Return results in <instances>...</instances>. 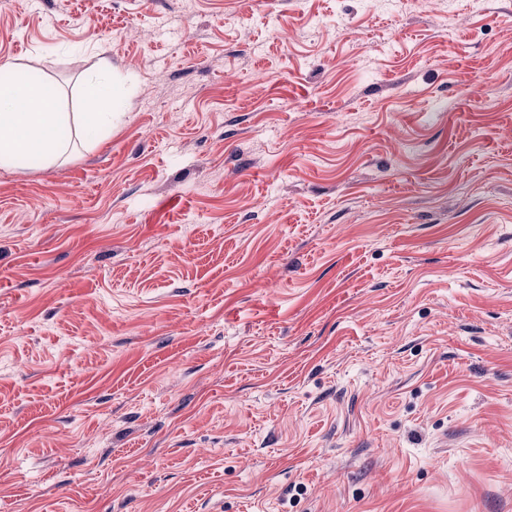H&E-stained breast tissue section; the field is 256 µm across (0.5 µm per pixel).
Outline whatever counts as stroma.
Returning a JSON list of instances; mask_svg holds the SVG:
<instances>
[{
	"instance_id": "stroma-1",
	"label": "stroma",
	"mask_w": 512,
	"mask_h": 512,
	"mask_svg": "<svg viewBox=\"0 0 512 512\" xmlns=\"http://www.w3.org/2000/svg\"><path fill=\"white\" fill-rule=\"evenodd\" d=\"M104 63L0 168V512H512V0H0ZM86 97L88 110L79 116L82 128L90 129L94 134L106 131L112 125V111L118 105L106 70L88 81Z\"/></svg>"
}]
</instances>
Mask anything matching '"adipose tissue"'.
Here are the masks:
<instances>
[{
    "label": "adipose tissue",
    "mask_w": 512,
    "mask_h": 512,
    "mask_svg": "<svg viewBox=\"0 0 512 512\" xmlns=\"http://www.w3.org/2000/svg\"><path fill=\"white\" fill-rule=\"evenodd\" d=\"M118 100L112 92L107 71L91 78L87 86V112L81 113L82 127L101 133L110 128ZM55 98L45 96L40 78L31 72L17 73L0 81V168H15L30 150H38L46 160L59 157L64 143L58 137L67 126Z\"/></svg>",
    "instance_id": "ef3b65f1"
}]
</instances>
